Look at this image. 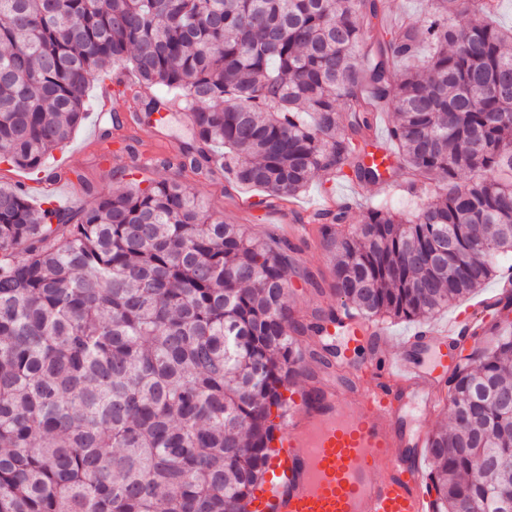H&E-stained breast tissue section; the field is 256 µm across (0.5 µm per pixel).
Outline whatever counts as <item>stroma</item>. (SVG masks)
I'll list each match as a JSON object with an SVG mask.
<instances>
[{
    "instance_id": "obj_1",
    "label": "stroma",
    "mask_w": 512,
    "mask_h": 512,
    "mask_svg": "<svg viewBox=\"0 0 512 512\" xmlns=\"http://www.w3.org/2000/svg\"><path fill=\"white\" fill-rule=\"evenodd\" d=\"M132 104V98L119 97L109 76H102L89 90L88 115L80 129L65 147L53 152L42 173L0 164V183L25 185L32 202L48 196L68 211L94 205L98 195L121 188L132 178L186 183L224 223L243 225L259 238L287 239L296 246V272L288 281V304L301 319L332 305L333 299L318 295L303 277L307 271L329 274L331 265L317 235H295L293 226L298 218L325 205L330 192L355 195L358 210L353 218L357 221L363 210L379 203L399 212L410 211L416 205L415 198L397 186L384 190L367 186L355 192L347 184L330 186L317 177L298 197L265 198L246 188H226L220 177L209 182L174 168L151 166V159L173 155L180 142L188 140L191 125L178 114L171 115L162 127L134 123L128 112ZM115 115L122 120V127L113 132L111 139L101 140V128Z\"/></svg>"
}]
</instances>
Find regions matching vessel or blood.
Masks as SVG:
<instances>
[{
  "instance_id": "vessel-or-blood-1",
  "label": "vessel or blood",
  "mask_w": 512,
  "mask_h": 512,
  "mask_svg": "<svg viewBox=\"0 0 512 512\" xmlns=\"http://www.w3.org/2000/svg\"><path fill=\"white\" fill-rule=\"evenodd\" d=\"M460 336L452 321L393 356L381 327L345 314L325 326L320 340L336 349L349 377L323 376L289 408L255 512H431L422 467L428 431L411 427L408 414L435 412Z\"/></svg>"
}]
</instances>
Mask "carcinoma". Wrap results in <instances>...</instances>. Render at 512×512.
<instances>
[{"label":"carcinoma","mask_w":512,"mask_h":512,"mask_svg":"<svg viewBox=\"0 0 512 512\" xmlns=\"http://www.w3.org/2000/svg\"><path fill=\"white\" fill-rule=\"evenodd\" d=\"M500 0H0V164L37 171L87 116L86 74L189 113L158 163L294 198L396 178L400 216L315 210L336 307L285 301L294 247L251 237L177 180L65 211L0 185V512H250L276 419L339 310L423 322L512 256V30ZM398 162L375 160L379 114ZM459 358L454 428L425 444L432 512H508L512 330Z\"/></svg>","instance_id":"cac0c4a2"}]
</instances>
